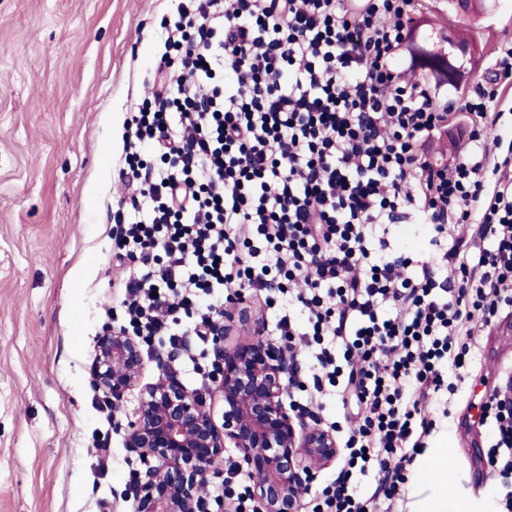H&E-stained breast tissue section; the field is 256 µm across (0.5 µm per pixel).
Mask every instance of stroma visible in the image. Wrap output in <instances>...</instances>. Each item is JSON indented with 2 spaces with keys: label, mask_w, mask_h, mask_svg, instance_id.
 I'll list each match as a JSON object with an SVG mask.
<instances>
[{
  "label": "stroma",
  "mask_w": 512,
  "mask_h": 512,
  "mask_svg": "<svg viewBox=\"0 0 512 512\" xmlns=\"http://www.w3.org/2000/svg\"><path fill=\"white\" fill-rule=\"evenodd\" d=\"M175 0H0V512H134L130 474L143 463L125 445L138 404L113 409L94 385L98 337L121 292L112 252L124 165V122L145 96L164 51L162 19ZM485 46L463 101L491 79L512 42V0H494L475 25ZM440 130L428 162L465 150ZM475 363L439 418L430 447H452L448 467L466 498H494L480 454L483 397L512 371V309L477 333ZM107 441L112 462L101 470Z\"/></svg>",
  "instance_id": "35a3bbf8"
}]
</instances>
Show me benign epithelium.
<instances>
[{"label": "benign epithelium", "mask_w": 512, "mask_h": 512, "mask_svg": "<svg viewBox=\"0 0 512 512\" xmlns=\"http://www.w3.org/2000/svg\"><path fill=\"white\" fill-rule=\"evenodd\" d=\"M448 58L471 64L481 49L465 33L448 37ZM246 331V339L224 347V335ZM213 340L223 365L214 378L212 406L188 390L163 358H156L155 382L138 388L145 356L137 339L103 327L96 354V387L117 409L140 389L135 420L126 428L127 447L152 460L138 474L135 512H208L203 487L224 480V450L233 448L255 481L259 512H300L301 500L316 474L340 456L336 436L309 425L286 406L290 351L261 336L260 319L242 310H224Z\"/></svg>", "instance_id": "benign-epithelium-1"}]
</instances>
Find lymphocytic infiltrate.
<instances>
[{"mask_svg":"<svg viewBox=\"0 0 512 512\" xmlns=\"http://www.w3.org/2000/svg\"><path fill=\"white\" fill-rule=\"evenodd\" d=\"M416 0H179L165 29L176 66L155 73L127 123L117 261L128 325L146 346L207 342L224 294L266 290L276 328L317 362L309 403L341 397L359 421L313 512H400L433 406L476 356L473 328L512 307V182L495 134L505 63L462 106L469 149L452 168L418 146L454 102L394 64ZM426 227L417 260L392 225ZM189 318L180 330L181 318ZM483 457L512 512V377L486 395ZM378 472L369 495L355 473Z\"/></svg>","mask_w":512,"mask_h":512,"instance_id":"lymphocytic-infiltrate-1","label":"lymphocytic infiltrate"}]
</instances>
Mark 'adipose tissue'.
I'll use <instances>...</instances> for the list:
<instances>
[{"label":"adipose tissue","instance_id":"ef3b65f1","mask_svg":"<svg viewBox=\"0 0 512 512\" xmlns=\"http://www.w3.org/2000/svg\"><path fill=\"white\" fill-rule=\"evenodd\" d=\"M447 448H428L416 463V482L427 491L418 512H471V505L459 498L449 476Z\"/></svg>","mask_w":512,"mask_h":512}]
</instances>
